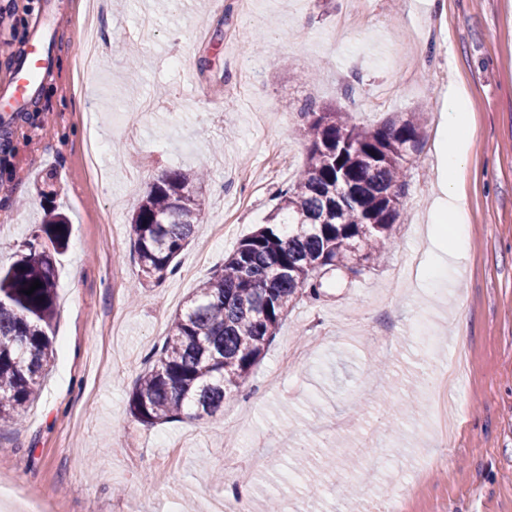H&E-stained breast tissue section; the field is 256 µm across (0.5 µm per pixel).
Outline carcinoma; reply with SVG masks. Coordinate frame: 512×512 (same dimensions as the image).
<instances>
[{
	"instance_id": "obj_1",
	"label": "carcinoma",
	"mask_w": 512,
	"mask_h": 512,
	"mask_svg": "<svg viewBox=\"0 0 512 512\" xmlns=\"http://www.w3.org/2000/svg\"><path fill=\"white\" fill-rule=\"evenodd\" d=\"M301 115L306 162L279 193L283 221L243 239L188 298L130 394V413L140 423L221 411L300 295L319 299L321 277L360 273L361 262L395 238L407 164L421 145L420 113L377 127L333 107L310 104ZM202 182L200 167L169 169L141 200L130 235L144 277L160 282L176 272L205 209ZM69 236L65 219L49 216L23 244L25 254L0 274V419L16 421L49 374L55 254ZM36 280L41 287L25 294Z\"/></svg>"
}]
</instances>
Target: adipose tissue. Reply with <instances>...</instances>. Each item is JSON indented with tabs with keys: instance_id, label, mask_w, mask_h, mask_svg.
I'll return each instance as SVG.
<instances>
[{
	"instance_id": "obj_1",
	"label": "adipose tissue",
	"mask_w": 512,
	"mask_h": 512,
	"mask_svg": "<svg viewBox=\"0 0 512 512\" xmlns=\"http://www.w3.org/2000/svg\"><path fill=\"white\" fill-rule=\"evenodd\" d=\"M466 103L464 93L449 95L441 124L442 165L428 237L444 255L462 252L466 247L465 200L457 188L458 175L469 162L467 147L474 135L465 119Z\"/></svg>"
}]
</instances>
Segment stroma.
<instances>
[{
  "mask_svg": "<svg viewBox=\"0 0 512 512\" xmlns=\"http://www.w3.org/2000/svg\"><path fill=\"white\" fill-rule=\"evenodd\" d=\"M85 0H0V87L56 27L51 74L26 108L0 112V269L47 211L70 224L57 257L56 359L16 426L0 420V471L52 512H224L227 466L248 469L253 512L293 485L300 512H512V0H108L99 73L76 58ZM456 88L474 129L462 175V259L426 283L440 116ZM156 104L136 134L114 113ZM376 127L422 116L394 241L357 275H325L297 300L240 393L200 419L144 425L129 395L197 285L277 212L306 158L305 101ZM105 144L104 176L87 164ZM206 167L205 210L175 275L142 282L131 218L161 171ZM384 343H377L380 332ZM457 412L435 445L436 372ZM413 408L397 430L387 401Z\"/></svg>",
  "mask_w": 512,
  "mask_h": 512,
  "instance_id": "stroma-1",
  "label": "stroma"
}]
</instances>
